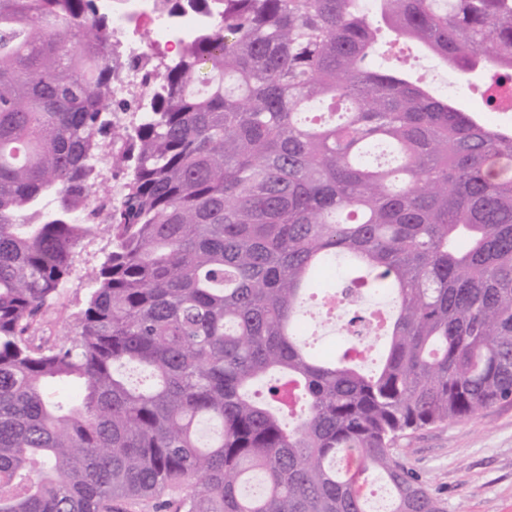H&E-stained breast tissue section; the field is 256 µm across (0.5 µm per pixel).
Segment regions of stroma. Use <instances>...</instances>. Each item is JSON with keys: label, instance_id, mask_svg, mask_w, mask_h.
<instances>
[{"label": "stroma", "instance_id": "stroma-1", "mask_svg": "<svg viewBox=\"0 0 512 512\" xmlns=\"http://www.w3.org/2000/svg\"><path fill=\"white\" fill-rule=\"evenodd\" d=\"M112 249L109 225H95L76 249L70 276L44 311L40 336L57 340L74 331L92 285L88 269ZM306 338L314 348L342 353L335 320L325 314L322 297L305 306ZM396 458L419 477L443 512H512V403L484 409L453 423L428 426L396 444Z\"/></svg>", "mask_w": 512, "mask_h": 512}]
</instances>
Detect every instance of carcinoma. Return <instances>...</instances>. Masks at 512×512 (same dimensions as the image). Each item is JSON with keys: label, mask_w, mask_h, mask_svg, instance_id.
Wrapping results in <instances>:
<instances>
[{"label": "carcinoma", "mask_w": 512, "mask_h": 512, "mask_svg": "<svg viewBox=\"0 0 512 512\" xmlns=\"http://www.w3.org/2000/svg\"><path fill=\"white\" fill-rule=\"evenodd\" d=\"M199 26L112 126L96 0H0V512H443L409 430L512 401V128L414 76L512 79V0H190ZM126 170L96 196L104 149ZM74 334L39 316L102 212ZM392 296L379 366L310 349L301 310Z\"/></svg>", "instance_id": "obj_1"}]
</instances>
